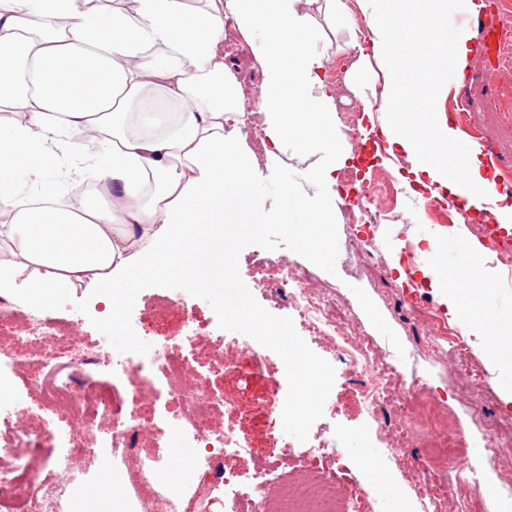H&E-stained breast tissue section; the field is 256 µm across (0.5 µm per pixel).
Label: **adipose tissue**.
I'll use <instances>...</instances> for the list:
<instances>
[{
	"label": "adipose tissue",
	"instance_id": "adipose-tissue-1",
	"mask_svg": "<svg viewBox=\"0 0 512 512\" xmlns=\"http://www.w3.org/2000/svg\"><path fill=\"white\" fill-rule=\"evenodd\" d=\"M304 2L132 0L106 14L99 0H0V105L25 109L0 125V204L13 213L0 224V293L20 289L44 306L70 289H93L114 316L203 226L267 223L258 163L240 135L238 86L218 53L228 15L263 75L268 163L291 144L318 157L304 171L314 196L286 180L279 193L302 223H328L335 172L348 155L320 76L322 34ZM358 2L393 90L397 17L385 0ZM381 132L414 157L415 183L457 194L447 165L420 161L417 139L395 124ZM59 164L78 176L93 168L98 195L74 208L57 193L1 191L46 179ZM236 187L247 189L248 210Z\"/></svg>",
	"mask_w": 512,
	"mask_h": 512
}]
</instances>
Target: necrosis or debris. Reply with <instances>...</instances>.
<instances>
[{
  "label": "necrosis or debris",
  "mask_w": 512,
  "mask_h": 512,
  "mask_svg": "<svg viewBox=\"0 0 512 512\" xmlns=\"http://www.w3.org/2000/svg\"><path fill=\"white\" fill-rule=\"evenodd\" d=\"M259 268L278 273L275 279L257 281L268 290L270 302L276 306L287 303L296 324L332 347L348 367L360 387L364 408L376 424L380 447L395 457L406 449L425 447V456L416 461L420 471L459 457L456 431L441 423L442 413L448 410L446 401L428 392L423 378L406 377L378 340L355 320L337 319L335 302L323 292L306 288L303 277L289 271L284 259L264 258ZM19 331L33 340L62 336L66 342L29 363L18 358L0 360V389L9 392L6 420L10 428L0 442V512H62V496L82 456L108 452L122 457L121 466L112 470L111 481L99 484L87 512L122 497L128 482L148 480L154 461L140 455L139 444L153 432L154 423L135 412L147 393L156 401L171 397L179 402L180 409L171 421L174 435L166 451L206 475V483L196 486L195 497L206 499L213 491H223L225 512H356L354 504L337 493L332 476L320 471L294 481L283 476L296 453L293 441L284 434L282 408L276 401H268L261 409L276 441L264 454L275 458V465L251 472L233 467V460L256 455L257 450L249 438L210 424L224 396L208 386L212 369L197 357L191 312H184L176 340L154 343L144 356L86 351L79 341L82 325L78 322L63 325L36 317ZM132 373L138 381L131 389L114 386V378ZM24 376L61 415V424L29 426V409L15 388L17 379ZM88 436L97 439V447H81V440ZM45 438L56 441L60 454L41 457L39 446ZM43 466L55 470L56 482L39 481L38 470Z\"/></svg>",
  "instance_id": "1"
}]
</instances>
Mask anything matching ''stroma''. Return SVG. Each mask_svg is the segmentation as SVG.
<instances>
[{
    "instance_id": "1",
    "label": "stroma",
    "mask_w": 512,
    "mask_h": 512,
    "mask_svg": "<svg viewBox=\"0 0 512 512\" xmlns=\"http://www.w3.org/2000/svg\"><path fill=\"white\" fill-rule=\"evenodd\" d=\"M484 3L480 21H471L452 9L446 15L445 25L468 31L471 35V59L480 58L492 65L496 62L495 52L486 47L482 31L498 23L497 0H484ZM348 7L350 16L345 21L332 22L319 12L314 15L316 24L325 33L326 54L343 77L334 96L336 111L340 114L356 107L376 110L384 98L381 85L364 84L355 89L344 80L350 67L362 55L370 53L372 38L368 19L356 0H349ZM423 8L422 0H400L392 7L399 16L395 29L397 91L393 103L409 132L423 139L429 138L430 124L425 119V105L435 102L439 119L444 122L453 101L462 98L471 103L477 122L487 127L492 138H512V128L503 129L496 112L497 106L504 101L503 88L482 82L473 69H465L459 84L451 86L446 97H439L438 86L448 78L446 65L439 61L445 48L439 40L436 26L422 27L419 14ZM223 56L239 87L260 93L261 71L241 34L233 35L232 43L225 48ZM345 148L351 153L347 169L356 170L360 177L367 179L374 170L382 168L393 180L397 190V209L404 218L381 221L379 228L396 237L395 247L384 249L382 242L378 241L370 249L350 250L353 227L348 222V206L341 204L335 214L341 253L335 273L325 272L283 246L278 248V255L284 257L290 267L311 274L315 281L335 286L340 300L337 315L357 319L384 348L399 350L403 371L410 376L423 377L431 387L447 385L452 368L447 359L439 360L426 352L425 332L435 322L443 320L459 329L468 337L469 359L482 377L485 397L493 402L501 418L512 420V403H505L501 396V368L495 355L502 341L501 330L512 326V307L487 309L486 300L468 267L465 241L460 238L450 251L448 261L438 264L449 284L458 289L462 297V317H450L440 296L432 288L421 285L422 274L418 265L406 263V246L421 243L412 232L413 225L437 221L436 215L426 206L424 196L408 191L404 185L403 179L412 167L407 154L397 149L393 152L392 161H382L379 152L384 145L379 141H369L359 147L349 142ZM376 249L383 250L384 264L375 261L372 252ZM178 297L183 299L184 308L193 313L199 358L211 364L235 358L239 345L245 340L244 335L220 329L217 316L208 302L187 293L177 294L173 289L149 287L139 292L132 312V326L136 334L149 342L177 335L182 308L174 307L173 301ZM210 385L222 392L225 401L234 407L233 412L216 413L212 419L214 427L235 429L237 433L248 436L255 445H263L265 430L257 417V410L264 406L266 400H285L288 391L281 358L276 353H268L263 366L253 371L249 378H242L237 372H227L213 378ZM447 405L459 420L458 427L467 452L450 460L447 468L420 476L432 488L439 489L447 482L451 470L462 467L475 469L479 484L473 488L472 496L477 512H512V496H504L497 491L505 476L504 471L497 466H483L474 454L475 449L484 445L485 430L471 421L466 409L457 401L448 400ZM318 424L359 440L358 447L349 449L345 455L312 460L313 466L334 473L343 494L353 501L358 512H433L431 505L417 498L411 488L415 476H418L412 468L417 449H408L405 457L395 459L379 448L359 389L349 381L347 374H336L325 402L324 415ZM159 443L155 436L141 441L140 454L158 457V469L148 482L128 486L125 497L143 502L161 494L169 501L166 512H191L196 480L191 477L179 483L171 481L169 472L177 468L178 463L162 457Z\"/></svg>"
}]
</instances>
